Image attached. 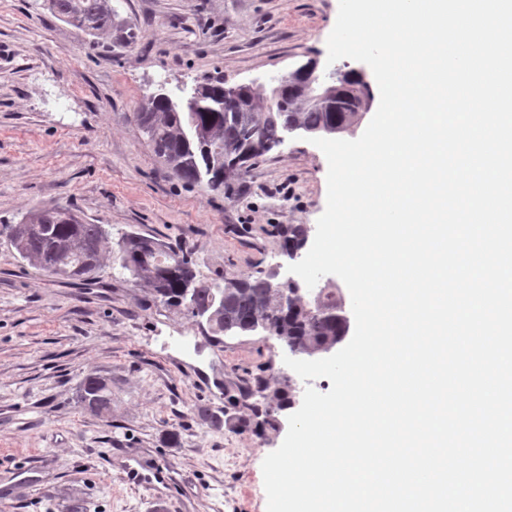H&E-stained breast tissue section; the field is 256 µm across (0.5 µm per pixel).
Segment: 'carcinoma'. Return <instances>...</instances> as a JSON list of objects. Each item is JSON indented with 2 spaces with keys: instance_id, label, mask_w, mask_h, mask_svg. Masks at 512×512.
<instances>
[{
  "instance_id": "obj_1",
  "label": "carcinoma",
  "mask_w": 512,
  "mask_h": 512,
  "mask_svg": "<svg viewBox=\"0 0 512 512\" xmlns=\"http://www.w3.org/2000/svg\"><path fill=\"white\" fill-rule=\"evenodd\" d=\"M49 8L61 20L95 36L112 29L115 9L112 0H48ZM224 83L210 85L197 101L194 112H174L166 100L153 98L138 113L139 124L155 155L174 177L186 183L206 182L213 191L224 190L230 180L225 166L238 164L236 171L261 154L257 146L277 141L288 129L341 133L353 126L361 113L347 102L307 104L301 83L284 86L270 110L267 98L253 89L244 92L233 104L224 102ZM224 147V161L216 163L213 150ZM5 235L17 255L31 265L64 277L88 281L93 268L107 261L112 269L130 275L135 283L149 287L165 305L185 310L190 316L214 302L224 300L216 320L217 337L226 334L248 336L263 333L311 353L330 350L348 333L344 303L339 289L325 285L320 304L302 298L286 306L285 288L266 277H233L204 281L198 278L191 258L170 245L135 233L122 234L116 245H109L110 233L102 224H86L69 210L36 209L18 224H3ZM306 234L302 224L281 229L284 245L299 246ZM264 400L253 403L255 397ZM227 409L240 405L251 409L254 420L230 416L227 421L241 430L275 425L274 413L291 407V385L265 377L224 382ZM78 401L91 413H112V383L96 373L80 381Z\"/></svg>"
}]
</instances>
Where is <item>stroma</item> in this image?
Listing matches in <instances>:
<instances>
[{
	"label": "stroma",
	"instance_id": "35a3bbf8",
	"mask_svg": "<svg viewBox=\"0 0 512 512\" xmlns=\"http://www.w3.org/2000/svg\"><path fill=\"white\" fill-rule=\"evenodd\" d=\"M133 43L94 38L46 0H0V225L43 207L190 254L199 278L288 277L279 229L326 208L328 164L299 137L225 192L175 178L141 131L158 90L270 86L327 59L339 0H112ZM272 336L215 344L209 330L102 266L77 284L21 260L0 236V512H267L262 462L282 428L225 422L227 379L286 376ZM112 381V415L78 402L82 377Z\"/></svg>",
	"mask_w": 512,
	"mask_h": 512
}]
</instances>
